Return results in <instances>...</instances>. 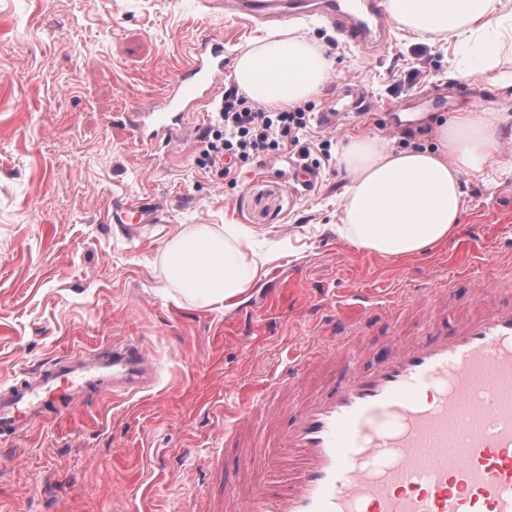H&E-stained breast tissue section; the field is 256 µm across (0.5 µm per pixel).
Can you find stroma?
Listing matches in <instances>:
<instances>
[{
    "label": "stroma",
    "mask_w": 512,
    "mask_h": 512,
    "mask_svg": "<svg viewBox=\"0 0 512 512\" xmlns=\"http://www.w3.org/2000/svg\"><path fill=\"white\" fill-rule=\"evenodd\" d=\"M301 34L331 77L302 103L316 113L339 81L368 95L309 141L365 135L396 149L437 150V123L476 105L504 119L512 86L450 77L455 42L399 29L376 58L316 16L279 25L224 16L202 0H0V384L77 351L142 340L162 377L132 397L105 395L0 450V512H195L231 474L224 428L246 398L310 352L338 301L364 292L398 299L449 268L479 262L485 283L512 273V150L464 174L457 234L407 257L358 249L336 232L347 179L321 166L312 190L289 181L287 154L238 164L233 178L198 159L211 105L191 113L169 150L140 144L123 121L164 91L198 37L223 38L228 65L260 38ZM419 68L416 82L408 73ZM158 203L163 221L108 224L114 204ZM236 224L272 259L231 308L174 301L160 258L174 229Z\"/></svg>",
    "instance_id": "obj_1"
}]
</instances>
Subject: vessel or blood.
I'll list each match as a JSON object with an SVG mask.
<instances>
[{"label": "vessel or blood", "mask_w": 512, "mask_h": 512, "mask_svg": "<svg viewBox=\"0 0 512 512\" xmlns=\"http://www.w3.org/2000/svg\"><path fill=\"white\" fill-rule=\"evenodd\" d=\"M206 3L269 24L301 8L299 0L289 8L282 0ZM316 10L372 55L395 39L381 0H318ZM226 67L222 39L195 42L160 100L128 113L133 137L156 150L176 145ZM160 216L153 204L120 203L109 221L136 229ZM471 295L474 312L454 322L428 289L334 314L318 353L289 364L272 394L249 403L245 421H265L263 449L237 454L235 476L210 512H512V290L480 284ZM413 307L424 315L404 339L398 327ZM379 321L389 334L371 365H336ZM323 362L334 365L331 381L306 392L307 373ZM158 368L135 339L65 355L0 386V437L60 420L103 393L148 391Z\"/></svg>", "instance_id": "obj_1"}]
</instances>
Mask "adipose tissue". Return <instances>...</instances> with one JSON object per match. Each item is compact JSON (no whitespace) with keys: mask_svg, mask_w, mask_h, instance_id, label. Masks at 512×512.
Wrapping results in <instances>:
<instances>
[{"mask_svg":"<svg viewBox=\"0 0 512 512\" xmlns=\"http://www.w3.org/2000/svg\"><path fill=\"white\" fill-rule=\"evenodd\" d=\"M387 8L399 28L474 45L456 75L490 74L496 83L512 84V71L501 69L512 51V0H387ZM329 72L317 45L300 34L261 40L234 67L250 99L277 106L315 97ZM500 122L495 112L457 113L438 126L434 152L397 150L376 136L349 141L340 157L348 182L338 232L361 249L393 257L446 242L463 211L460 177L495 162ZM265 262L234 224L184 227L161 257L167 295L204 306L231 304Z\"/></svg>","mask_w":512,"mask_h":512,"instance_id":"ef3b65f1","label":"adipose tissue"}]
</instances>
